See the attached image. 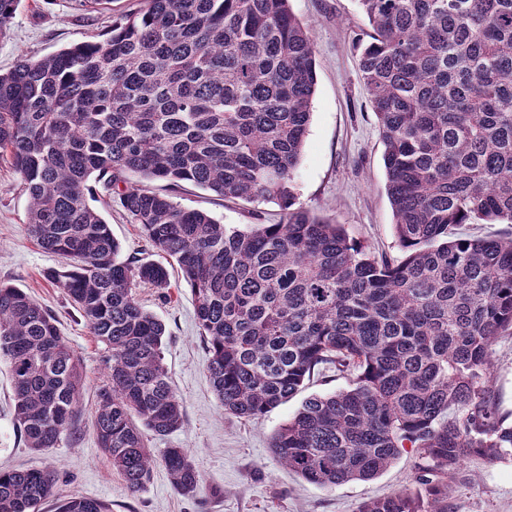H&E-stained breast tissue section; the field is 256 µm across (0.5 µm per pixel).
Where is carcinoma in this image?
Segmentation results:
<instances>
[{"label": "carcinoma", "mask_w": 512, "mask_h": 512, "mask_svg": "<svg viewBox=\"0 0 512 512\" xmlns=\"http://www.w3.org/2000/svg\"><path fill=\"white\" fill-rule=\"evenodd\" d=\"M20 0H0V36ZM371 27L359 71L378 120L394 261L296 205L316 91L311 32L290 0H143L108 38L21 57L0 72V158L29 197V237L61 259L46 273L104 346L99 448L131 493L183 409L163 362L165 325L136 288L168 268L121 257L89 206L93 184L176 262L205 336L206 371L228 414L263 415L333 365L352 386L314 395L271 437L279 460L332 488L367 481L409 447L417 482L359 512H448V478L472 454L512 461V422L490 397V349L512 335V0H358ZM166 183L146 189L130 178ZM253 205L275 224L246 230L184 208L182 184ZM0 361L28 447L56 448L78 416L82 366L55 317L0 282ZM162 461L195 495L185 448ZM52 470H0V512H42ZM57 512H108L74 497Z\"/></svg>", "instance_id": "1"}]
</instances>
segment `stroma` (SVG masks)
Segmentation results:
<instances>
[{"label": "stroma", "instance_id": "obj_1", "mask_svg": "<svg viewBox=\"0 0 512 512\" xmlns=\"http://www.w3.org/2000/svg\"><path fill=\"white\" fill-rule=\"evenodd\" d=\"M138 5V0H113L111 11L100 14L79 7L78 0H21L0 38V70L11 69L22 55L38 59L90 37L105 39L113 20ZM290 6L312 32L317 74L311 121L295 171L297 202L342 224L367 249L401 259L385 191L377 118L359 72L358 40L368 21L357 0H290ZM174 200L240 229L257 220L276 223L280 214L279 206L269 202L261 205L257 218L252 205L223 200L190 184ZM88 202L110 224L123 257L159 261L138 225L102 189H95ZM27 210L19 174L0 160V282L24 289L56 316L61 335L82 361V413L69 442L42 453L32 451L12 421L11 378L0 364V470L51 469L57 474L59 499L93 498L111 512H359L367 500L416 490L421 460L410 450L371 480L333 488L305 481L273 454L272 435L303 400L348 388L349 375L330 370L313 376L295 396L257 418L224 413L207 377L209 349L193 296L174 268L169 287H142L137 295L166 326L164 362L184 422L168 436L149 437L157 462L145 487L131 494L101 452L93 426L96 393L104 378L102 347L70 300L46 280V271L59 266L60 259L28 236ZM491 359L490 385L501 411L507 412L512 410V335L494 342ZM166 448L191 452L203 478L200 493L187 496L175 489L160 461ZM450 485L451 512H512V463L469 456Z\"/></svg>", "mask_w": 512, "mask_h": 512}]
</instances>
